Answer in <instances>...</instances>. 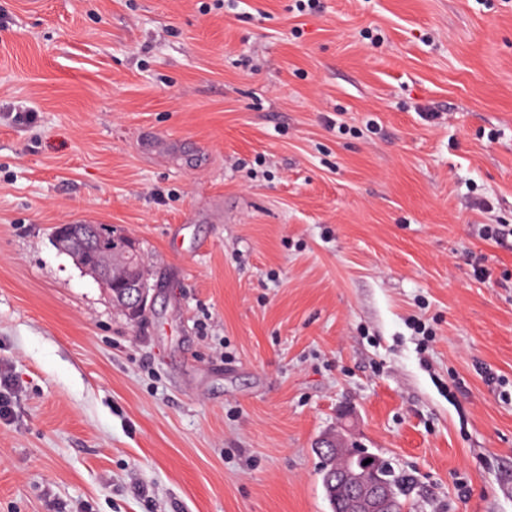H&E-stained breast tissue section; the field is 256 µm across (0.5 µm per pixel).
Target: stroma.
I'll return each instance as SVG.
<instances>
[{
    "label": "stroma",
    "mask_w": 512,
    "mask_h": 512,
    "mask_svg": "<svg viewBox=\"0 0 512 512\" xmlns=\"http://www.w3.org/2000/svg\"><path fill=\"white\" fill-rule=\"evenodd\" d=\"M296 4L0 0V512H330L339 430L512 512V0ZM54 239L86 272L110 287L113 282L119 286L116 293L111 288L113 306L131 316L145 311L150 293L133 239L112 235L111 229L93 223L60 224ZM108 239L110 243L103 245Z\"/></svg>",
    "instance_id": "obj_1"
}]
</instances>
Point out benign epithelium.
Segmentation results:
<instances>
[{
  "label": "benign epithelium",
  "instance_id": "7a95c632",
  "mask_svg": "<svg viewBox=\"0 0 512 512\" xmlns=\"http://www.w3.org/2000/svg\"><path fill=\"white\" fill-rule=\"evenodd\" d=\"M54 239L86 272L101 282L119 286V291L110 293L113 306L131 316L145 311L150 293L133 239L114 235L112 230L93 223L61 224ZM318 447L336 452L343 460V469L336 474V491H346L345 512H395V488L383 477L392 469L388 459L345 444L340 433L322 438ZM369 458L372 462L363 464Z\"/></svg>",
  "mask_w": 512,
  "mask_h": 512
}]
</instances>
